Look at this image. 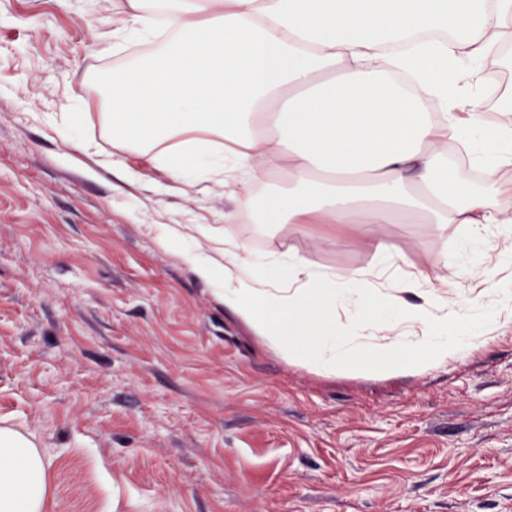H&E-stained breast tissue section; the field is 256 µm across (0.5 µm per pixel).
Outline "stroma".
Listing matches in <instances>:
<instances>
[{
	"mask_svg": "<svg viewBox=\"0 0 512 512\" xmlns=\"http://www.w3.org/2000/svg\"><path fill=\"white\" fill-rule=\"evenodd\" d=\"M124 26L122 0H0V426L42 452L47 512H512V321L423 373L319 374L225 309L166 227L341 274L376 236L462 303L512 268L468 274L465 224L225 223L223 185L174 183L103 130L95 75L150 49Z\"/></svg>",
	"mask_w": 512,
	"mask_h": 512,
	"instance_id": "35a3bbf8",
	"label": "stroma"
}]
</instances>
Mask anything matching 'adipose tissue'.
I'll return each instance as SVG.
<instances>
[{
	"label": "adipose tissue",
	"mask_w": 512,
	"mask_h": 512,
	"mask_svg": "<svg viewBox=\"0 0 512 512\" xmlns=\"http://www.w3.org/2000/svg\"><path fill=\"white\" fill-rule=\"evenodd\" d=\"M121 37L154 43L105 79L103 120L114 141L155 155L173 179L186 170L235 196L228 224H368L430 209L437 231L465 224L470 269L494 276L512 265V113L487 126L492 85L481 63L512 37V0H125ZM223 151H215V139ZM464 145L486 183L472 190L443 156ZM288 162L287 188L257 202L247 188ZM209 249L170 244L226 309L286 359L324 374L352 367L424 371L471 351L501 315L492 305L449 302L428 280L386 293L394 248L369 244L372 273L338 275L288 252L262 260L206 227ZM504 241L490 252L491 241ZM0 512H46V463L35 444L0 428Z\"/></svg>",
	"instance_id": "1"
}]
</instances>
